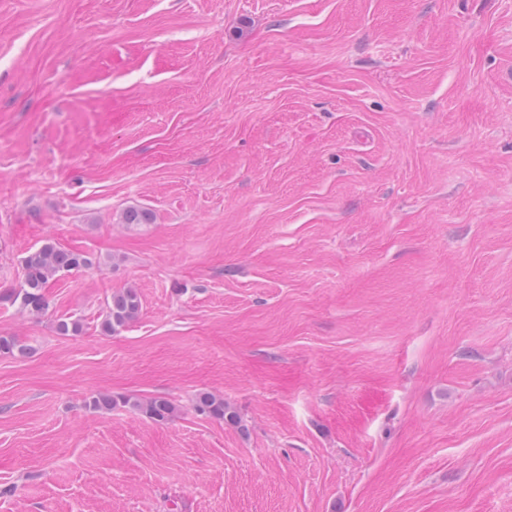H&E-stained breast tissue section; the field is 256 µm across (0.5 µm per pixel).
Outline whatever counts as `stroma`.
Returning <instances> with one entry per match:
<instances>
[{
  "mask_svg": "<svg viewBox=\"0 0 512 512\" xmlns=\"http://www.w3.org/2000/svg\"><path fill=\"white\" fill-rule=\"evenodd\" d=\"M50 238L0 512H512V0H0V291ZM96 261L78 251L46 240L40 247L31 250L22 261L23 278L18 288L0 292V303L32 314H40L48 307L46 290L62 275L90 268ZM140 309V299L135 289L126 288L113 294L106 305L101 329L106 334L118 332L137 318ZM194 409L198 415L220 422H236L238 418L234 410L224 402L223 398L207 392L197 394L194 401ZM119 402L124 406L132 407L147 418L161 424L170 420L176 412L175 404L166 397H155L145 401L133 397H125L119 400Z\"/></svg>",
  "mask_w": 512,
  "mask_h": 512,
  "instance_id": "obj_1",
  "label": "stroma"
}]
</instances>
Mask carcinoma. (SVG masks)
<instances>
[{
  "mask_svg": "<svg viewBox=\"0 0 512 512\" xmlns=\"http://www.w3.org/2000/svg\"><path fill=\"white\" fill-rule=\"evenodd\" d=\"M94 264L96 261L93 258L47 240L24 257L23 278L19 287L0 292V303L7 302L38 315L48 307L46 290L52 283L65 274L90 268ZM140 309V299L135 289L126 288L113 294L106 305L101 329L106 334L118 332L137 318ZM119 403L128 405L161 424L170 420L176 412L175 404L166 397L145 401L125 397L117 401L110 395L98 394L91 398L89 406L98 412H104L112 410ZM194 409L197 414L216 421H237L236 413L224 399L207 392L197 394Z\"/></svg>",
  "mask_w": 512,
  "mask_h": 512,
  "instance_id": "obj_1",
  "label": "carcinoma"
}]
</instances>
